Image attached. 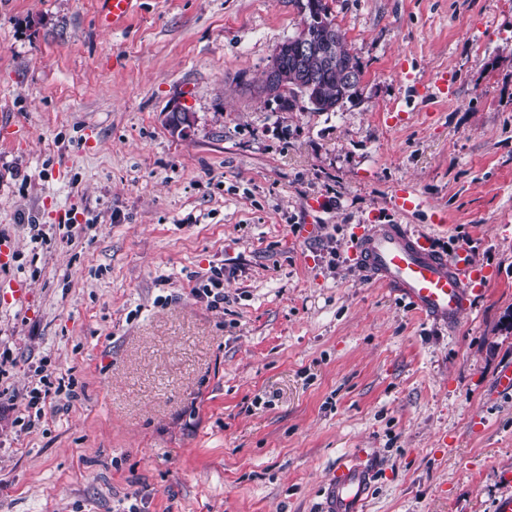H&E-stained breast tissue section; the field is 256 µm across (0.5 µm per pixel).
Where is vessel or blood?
<instances>
[{
  "label": "vessel or blood",
  "instance_id": "1",
  "mask_svg": "<svg viewBox=\"0 0 512 512\" xmlns=\"http://www.w3.org/2000/svg\"><path fill=\"white\" fill-rule=\"evenodd\" d=\"M134 0H102V20L116 25ZM359 268L372 281L392 288L433 322L455 323L470 309L486 280L467 252L437 251L430 238L404 224H367L352 247ZM376 477L373 457L343 458L323 489L322 512H365Z\"/></svg>",
  "mask_w": 512,
  "mask_h": 512
}]
</instances>
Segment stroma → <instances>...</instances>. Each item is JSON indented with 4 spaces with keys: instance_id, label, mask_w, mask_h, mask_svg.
<instances>
[{
    "instance_id": "obj_1",
    "label": "stroma",
    "mask_w": 512,
    "mask_h": 512,
    "mask_svg": "<svg viewBox=\"0 0 512 512\" xmlns=\"http://www.w3.org/2000/svg\"><path fill=\"white\" fill-rule=\"evenodd\" d=\"M330 6L362 79L316 112L261 91L298 0L108 31L100 0H0V512H320L361 450L367 512L512 495V0ZM366 224L466 250L485 294L424 320L351 260ZM42 374L78 396L27 429Z\"/></svg>"
}]
</instances>
